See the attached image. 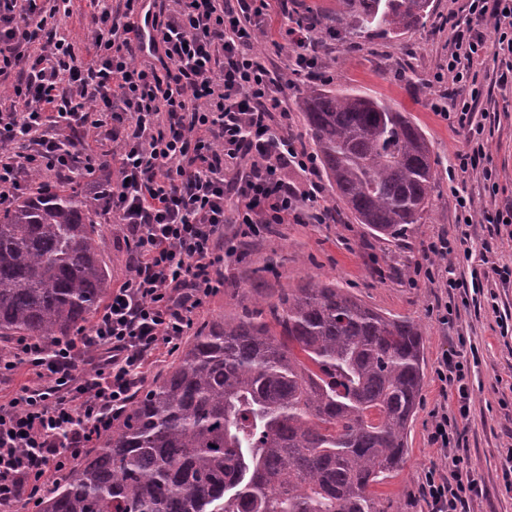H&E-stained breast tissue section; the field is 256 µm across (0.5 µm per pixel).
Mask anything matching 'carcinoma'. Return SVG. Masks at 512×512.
Masks as SVG:
<instances>
[{"mask_svg": "<svg viewBox=\"0 0 512 512\" xmlns=\"http://www.w3.org/2000/svg\"><path fill=\"white\" fill-rule=\"evenodd\" d=\"M327 17L398 35L432 0H342ZM320 169L356 223L396 237L435 188L430 144L394 104L341 87L298 102ZM98 209L69 181L0 207V340L86 327L112 293ZM423 330L312 279L198 327L169 370L38 512H380L423 381Z\"/></svg>", "mask_w": 512, "mask_h": 512, "instance_id": "1", "label": "carcinoma"}]
</instances>
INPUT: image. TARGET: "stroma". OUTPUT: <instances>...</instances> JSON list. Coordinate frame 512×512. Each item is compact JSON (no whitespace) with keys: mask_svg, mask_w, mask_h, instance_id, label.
<instances>
[{"mask_svg":"<svg viewBox=\"0 0 512 512\" xmlns=\"http://www.w3.org/2000/svg\"><path fill=\"white\" fill-rule=\"evenodd\" d=\"M336 0H288L290 14L313 17L323 34V64L319 74L288 89V131L304 147H311L298 99L308 87L348 86L395 104L423 130L432 146L436 173L431 206L421 223L411 225L406 236L392 239L374 236L341 209L332 188H325L320 206L336 210L331 224L277 225L244 239L237 253L224 265V285L194 316L195 325L219 317L237 316L253 309L259 296L294 288L311 276L336 281L352 296L387 315L409 316L418 321L424 336V379L411 421L407 454L401 467L373 487L382 512H426L421 485L428 471L440 468V455L429 442L433 413L440 406L457 410L455 390H442L436 375L444 350L463 352L469 358L470 414L458 424L460 453L481 476L485 493L471 505L472 512H512V491L503 480V457L512 444V283H485L483 293L472 290L471 272L480 257L457 255L460 286L454 291L414 275L416 265L426 262V246L440 235H456L453 191L466 189L490 209L512 206V82L501 80L505 66L492 56L474 61L469 68L475 84H460L459 96L477 87L482 96L475 118L485 128L487 164L492 179L481 170L453 174L457 151L465 137L452 120L431 109L437 85L434 74L448 66V19L468 22L467 0H433L432 12L419 28L400 36L362 34L352 37L325 34V13L335 10ZM69 16L59 17V27L74 46L78 60L95 53L94 35L99 28L97 12L89 0H72ZM102 229L101 250L120 282L127 272L128 252L111 215L97 217ZM284 255L282 265L265 270L271 253ZM496 302H488V293ZM455 303L458 316L452 326L442 325L438 311Z\"/></svg>","mask_w":512,"mask_h":512,"instance_id":"1","label":"stroma"}]
</instances>
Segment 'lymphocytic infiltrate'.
<instances>
[{"instance_id": "obj_1", "label": "lymphocytic infiltrate", "mask_w": 512, "mask_h": 512, "mask_svg": "<svg viewBox=\"0 0 512 512\" xmlns=\"http://www.w3.org/2000/svg\"><path fill=\"white\" fill-rule=\"evenodd\" d=\"M70 2L47 9L40 0H0V75L16 76L0 97V205L32 174L94 172L92 154L74 151L70 135L110 128L118 180L95 187L93 199L122 227L129 275L80 336L23 337L0 356L1 377L22 369L31 378L0 405V506L37 503L49 478L64 476L111 430L154 352L186 336L223 286L237 240L305 213L327 221L316 159L284 132L283 77L256 47L270 0H155L159 65L139 60L133 47L138 0H91L101 23L96 54L77 61L49 24ZM468 13L475 26L448 25V74L457 83L488 47L512 57V0H468ZM312 32L300 20L277 31L298 81L322 66ZM479 98L444 89L431 102L465 134L467 148L456 155L464 174L487 155L474 119ZM18 141L26 148L19 155L11 150ZM291 168L302 182L288 180ZM438 376L456 391L459 416L436 413L430 442L448 471H429L421 492L428 512H471L484 484L456 453L458 422L470 410L463 355L442 354Z\"/></svg>"}]
</instances>
